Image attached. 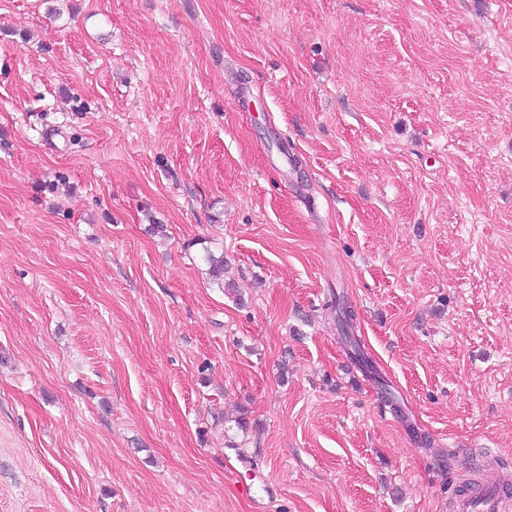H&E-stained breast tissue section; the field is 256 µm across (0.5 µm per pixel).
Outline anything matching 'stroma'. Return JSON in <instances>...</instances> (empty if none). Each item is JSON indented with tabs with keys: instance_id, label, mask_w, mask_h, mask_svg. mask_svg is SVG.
Listing matches in <instances>:
<instances>
[{
	"instance_id": "obj_1",
	"label": "stroma",
	"mask_w": 512,
	"mask_h": 512,
	"mask_svg": "<svg viewBox=\"0 0 512 512\" xmlns=\"http://www.w3.org/2000/svg\"><path fill=\"white\" fill-rule=\"evenodd\" d=\"M489 455L512 0H0V512H448ZM202 261L208 267V275L210 277L211 283L216 285L218 288L224 289L226 284H224V266L226 265V261H224V253L216 254L211 249H205L204 254L202 256ZM331 305L336 307V325L342 334V338L344 339L351 358L355 361L364 376L373 383L378 397L390 404L393 410L398 411V400L391 391L389 384L378 374L372 361L364 352L361 337L351 336L355 318L354 310H352L351 306H347L344 301L341 302L340 298L337 297Z\"/></svg>"
}]
</instances>
